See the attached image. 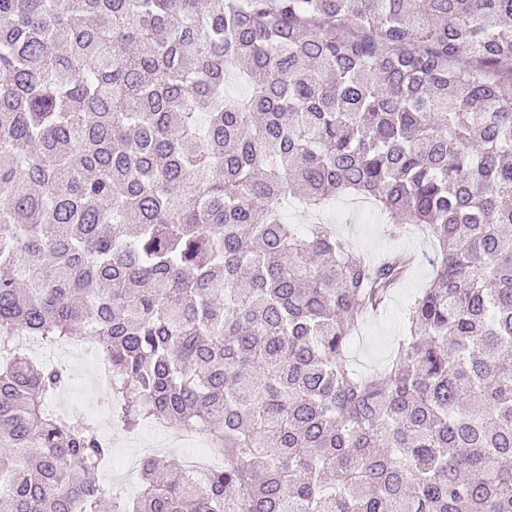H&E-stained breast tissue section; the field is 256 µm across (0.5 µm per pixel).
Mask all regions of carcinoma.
I'll use <instances>...</instances> for the list:
<instances>
[{
	"instance_id": "cac0c4a2",
	"label": "carcinoma",
	"mask_w": 512,
	"mask_h": 512,
	"mask_svg": "<svg viewBox=\"0 0 512 512\" xmlns=\"http://www.w3.org/2000/svg\"><path fill=\"white\" fill-rule=\"evenodd\" d=\"M509 60L512 0H0V512H99L112 456L23 336L223 449L110 512H512ZM347 194L437 245L375 376L344 352L410 258L280 210ZM37 350L43 355L50 356L51 361L42 360L41 356L36 353H32L28 350H23L29 357L42 361L58 363L67 369L69 377H77L76 372L86 370L91 377V367L87 357L82 353H67L64 352L60 347H47L42 344L39 340L37 341Z\"/></svg>"
}]
</instances>
